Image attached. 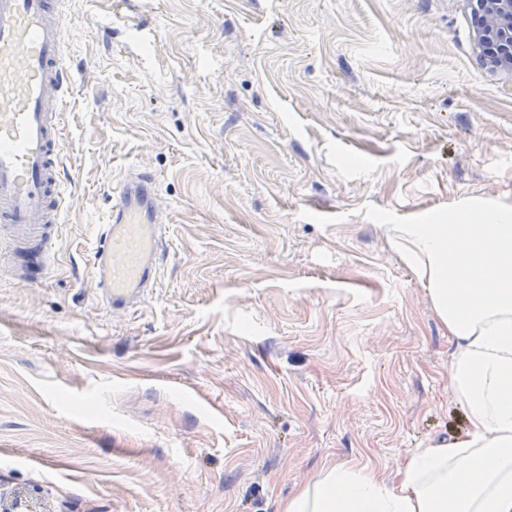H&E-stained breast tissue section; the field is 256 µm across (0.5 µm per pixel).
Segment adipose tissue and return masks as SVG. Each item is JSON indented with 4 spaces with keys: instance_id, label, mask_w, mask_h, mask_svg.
Segmentation results:
<instances>
[{
    "instance_id": "ef3b65f1",
    "label": "adipose tissue",
    "mask_w": 512,
    "mask_h": 512,
    "mask_svg": "<svg viewBox=\"0 0 512 512\" xmlns=\"http://www.w3.org/2000/svg\"><path fill=\"white\" fill-rule=\"evenodd\" d=\"M388 230L448 331V390L468 429L410 449L391 480L324 464L281 512H512V210Z\"/></svg>"
}]
</instances>
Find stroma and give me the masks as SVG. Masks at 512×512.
Instances as JSON below:
<instances>
[{
    "instance_id": "35a3bbf8",
    "label": "stroma",
    "mask_w": 512,
    "mask_h": 512,
    "mask_svg": "<svg viewBox=\"0 0 512 512\" xmlns=\"http://www.w3.org/2000/svg\"><path fill=\"white\" fill-rule=\"evenodd\" d=\"M71 201L0 279V512H277L326 462L462 431L448 333L387 227L512 208V73L468 0H67ZM167 250L135 315L89 275L113 177Z\"/></svg>"
}]
</instances>
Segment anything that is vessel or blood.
<instances>
[{
  "mask_svg": "<svg viewBox=\"0 0 512 512\" xmlns=\"http://www.w3.org/2000/svg\"><path fill=\"white\" fill-rule=\"evenodd\" d=\"M65 0H0V272L48 271L70 193L59 176L74 89ZM90 275L115 312L138 310L164 257L158 178L138 167L112 187Z\"/></svg>",
  "mask_w": 512,
  "mask_h": 512,
  "instance_id": "1",
  "label": "vessel or blood"
}]
</instances>
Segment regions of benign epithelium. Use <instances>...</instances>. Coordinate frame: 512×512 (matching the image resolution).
<instances>
[{
	"label": "benign epithelium",
	"mask_w": 512,
	"mask_h": 512,
	"mask_svg": "<svg viewBox=\"0 0 512 512\" xmlns=\"http://www.w3.org/2000/svg\"><path fill=\"white\" fill-rule=\"evenodd\" d=\"M470 5L487 64L512 73V0H470Z\"/></svg>",
	"instance_id": "1"
}]
</instances>
